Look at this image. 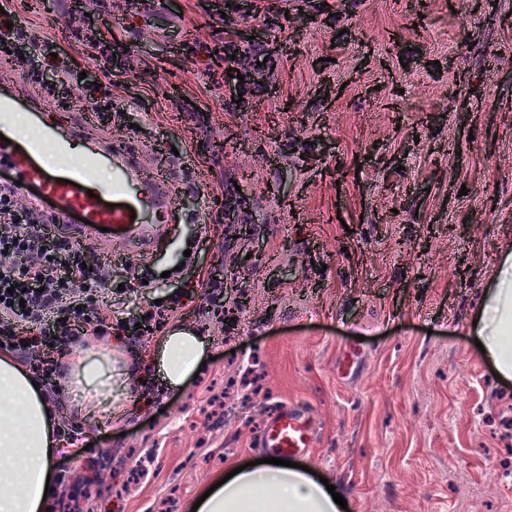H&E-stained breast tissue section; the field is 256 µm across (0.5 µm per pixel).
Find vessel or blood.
I'll list each match as a JSON object with an SVG mask.
<instances>
[{"label":"vessel or blood","mask_w":512,"mask_h":512,"mask_svg":"<svg viewBox=\"0 0 512 512\" xmlns=\"http://www.w3.org/2000/svg\"><path fill=\"white\" fill-rule=\"evenodd\" d=\"M27 106L32 135L10 144L13 109ZM89 114L60 124L35 99L0 94V173L8 190L25 196L49 227L72 242L117 245L141 252L163 242L176 224L181 188L168 167L145 177L133 143H115L104 130H89ZM112 168L109 187L92 176L102 163ZM317 428L309 407L284 404L265 421L258 445L288 453H304L316 443Z\"/></svg>","instance_id":"1"}]
</instances>
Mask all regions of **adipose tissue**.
Returning <instances> with one entry per match:
<instances>
[{"label":"adipose tissue","mask_w":512,"mask_h":512,"mask_svg":"<svg viewBox=\"0 0 512 512\" xmlns=\"http://www.w3.org/2000/svg\"><path fill=\"white\" fill-rule=\"evenodd\" d=\"M503 377L512 376V253L497 268L490 297L472 329ZM206 340L177 324L161 336L155 361L167 384L182 386L207 359ZM57 418L39 384L11 356L0 355V512H48ZM197 512H340L308 472L273 464L249 467L214 490Z\"/></svg>","instance_id":"1"}]
</instances>
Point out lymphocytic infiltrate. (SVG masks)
<instances>
[{
  "instance_id": "obj_1",
  "label": "lymphocytic infiltrate",
  "mask_w": 512,
  "mask_h": 512,
  "mask_svg": "<svg viewBox=\"0 0 512 512\" xmlns=\"http://www.w3.org/2000/svg\"><path fill=\"white\" fill-rule=\"evenodd\" d=\"M86 249L50 237L40 214L0 193V344L31 362L46 401L57 404L67 356L112 330L105 265L84 268Z\"/></svg>"
}]
</instances>
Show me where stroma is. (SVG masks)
Wrapping results in <instances>:
<instances>
[{
	"label": "stroma",
	"mask_w": 512,
	"mask_h": 512,
	"mask_svg": "<svg viewBox=\"0 0 512 512\" xmlns=\"http://www.w3.org/2000/svg\"><path fill=\"white\" fill-rule=\"evenodd\" d=\"M4 25L54 119L92 111L182 185L168 246L112 254L127 335L87 348L136 382L123 422L62 383L91 447L55 468L85 507L188 512L291 401L318 425L296 462L349 512H512V378L469 331L512 249V0H0ZM212 279L233 320L202 315ZM157 302L212 359L150 403Z\"/></svg>",
	"instance_id": "35a3bbf8"
}]
</instances>
